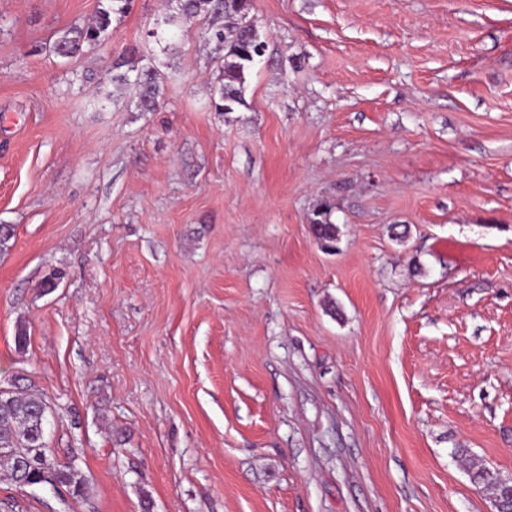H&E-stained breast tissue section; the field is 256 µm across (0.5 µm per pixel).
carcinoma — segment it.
<instances>
[{"mask_svg":"<svg viewBox=\"0 0 512 512\" xmlns=\"http://www.w3.org/2000/svg\"><path fill=\"white\" fill-rule=\"evenodd\" d=\"M132 0H100L92 22L73 26L56 42L54 51L60 57H71L85 47H98L109 40L112 20L127 13ZM252 0H171L168 12L189 24L194 20L208 21L206 35L224 48V67L219 87L211 106L216 112H231L242 103L246 74L255 62L253 27L248 15ZM136 51L131 49L118 57L106 70L104 80L118 90L133 92L143 112H154L161 96L155 74L150 68L133 65ZM313 232L323 242L336 240V225L330 221V210L318 209L311 218ZM50 406L44 395L26 387L0 392V467L18 484V465L25 462L29 486L53 485L74 497L86 496L90 488L76 465L62 462L51 453L44 425ZM469 476L478 487L487 488L499 496L505 508L512 507L509 488L501 482L499 473L483 464L470 462Z\"/></svg>","mask_w":512,"mask_h":512,"instance_id":"1","label":"carcinoma"}]
</instances>
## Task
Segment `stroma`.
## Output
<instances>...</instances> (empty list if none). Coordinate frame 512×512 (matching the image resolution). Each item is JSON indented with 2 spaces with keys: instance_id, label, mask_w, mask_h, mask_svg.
Segmentation results:
<instances>
[{
  "instance_id": "stroma-1",
  "label": "stroma",
  "mask_w": 512,
  "mask_h": 512,
  "mask_svg": "<svg viewBox=\"0 0 512 512\" xmlns=\"http://www.w3.org/2000/svg\"><path fill=\"white\" fill-rule=\"evenodd\" d=\"M166 8L64 58L98 0H0V390L45 394L91 487L0 471V512H495L468 465L512 477V0H253L226 114L201 23L149 38ZM129 47L158 111L99 81ZM313 232L317 239L325 242H333L336 240L337 228L335 224L330 221V210L323 207L314 212V217L311 218ZM327 245V244H326Z\"/></svg>"
}]
</instances>
